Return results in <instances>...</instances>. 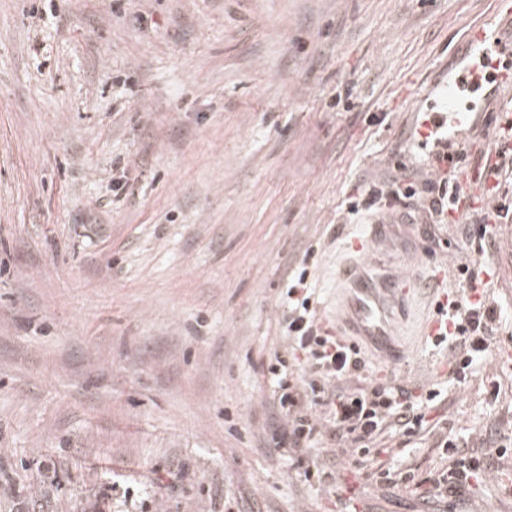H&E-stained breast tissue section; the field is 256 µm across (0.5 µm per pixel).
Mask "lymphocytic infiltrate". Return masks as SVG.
I'll use <instances>...</instances> for the list:
<instances>
[{
    "label": "lymphocytic infiltrate",
    "mask_w": 512,
    "mask_h": 512,
    "mask_svg": "<svg viewBox=\"0 0 512 512\" xmlns=\"http://www.w3.org/2000/svg\"><path fill=\"white\" fill-rule=\"evenodd\" d=\"M455 189L437 164L420 172L402 166L350 201L348 212L375 214L385 205L403 224H451L455 217L450 198ZM307 276L304 268L288 276V311L283 316L288 350L275 355L268 368L276 380L271 404L277 416L271 439L276 448L286 449L299 461L319 445L358 461L377 456L376 439L389 428L411 434L423 422V404L436 400L438 393L426 388L417 395L410 387L368 376L361 348L323 326ZM456 276L458 288L448 290L447 305L437 308L448 328L433 344L447 347L448 375L461 381L489 351L501 311L487 295L480 270L461 260ZM439 448L447 463L425 479V498L431 502L485 481L493 458L512 454V446L503 441L493 455L466 454L447 435Z\"/></svg>",
    "instance_id": "lymphocytic-infiltrate-1"
}]
</instances>
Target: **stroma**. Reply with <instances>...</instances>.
<instances>
[{
	"label": "stroma",
	"instance_id": "1",
	"mask_svg": "<svg viewBox=\"0 0 512 512\" xmlns=\"http://www.w3.org/2000/svg\"><path fill=\"white\" fill-rule=\"evenodd\" d=\"M489 19L498 0H0V512H452L345 458L337 494L309 487L267 449L266 367L288 268L333 326L349 199L423 166L429 102ZM409 237L405 359L368 372L441 391L374 461L421 479L446 433H512V223L482 252ZM446 256L491 269L501 309L462 383L420 334ZM463 499L512 512V457Z\"/></svg>",
	"mask_w": 512,
	"mask_h": 512
}]
</instances>
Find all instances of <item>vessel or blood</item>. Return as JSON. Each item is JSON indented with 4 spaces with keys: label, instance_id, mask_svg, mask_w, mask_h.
Listing matches in <instances>:
<instances>
[{
    "label": "vessel or blood",
    "instance_id": "b4317fda",
    "mask_svg": "<svg viewBox=\"0 0 512 512\" xmlns=\"http://www.w3.org/2000/svg\"><path fill=\"white\" fill-rule=\"evenodd\" d=\"M462 91V80L449 79L448 109L431 115L433 129L441 131L450 143L463 136L465 128L474 122L473 112L479 109L475 102L461 104ZM447 170L465 186L457 202L458 209L493 207L494 200L487 192L488 184L478 173L464 169L455 160L449 161ZM395 231L393 217L388 214L369 225L364 235L354 237L351 249L359 253L360 258L346 264L338 277L344 295L337 333L360 338L388 364L404 356L397 328L407 321L409 307L419 290L418 282L412 280L404 268L398 266L379 271L374 267L377 249L388 245Z\"/></svg>",
    "mask_w": 512,
    "mask_h": 512
}]
</instances>
